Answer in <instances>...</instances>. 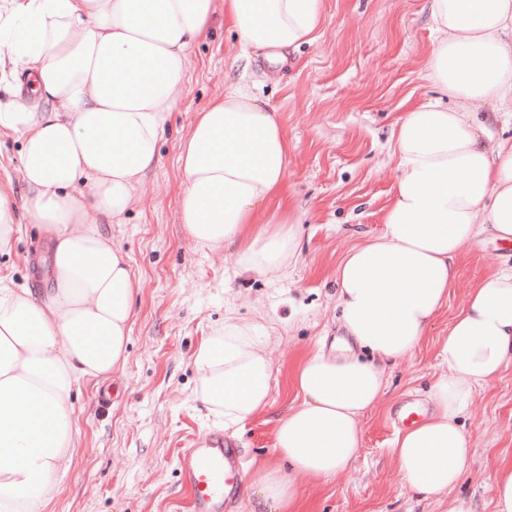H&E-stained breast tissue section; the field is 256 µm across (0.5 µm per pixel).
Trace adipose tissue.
I'll use <instances>...</instances> for the list:
<instances>
[{
	"label": "adipose tissue",
	"instance_id": "obj_1",
	"mask_svg": "<svg viewBox=\"0 0 512 512\" xmlns=\"http://www.w3.org/2000/svg\"><path fill=\"white\" fill-rule=\"evenodd\" d=\"M437 34L425 77L439 94L410 108L389 139L396 160L384 228L336 264L339 327L355 343L299 363V403L274 429V451L250 461L260 512H310L296 479L330 480L360 451V417L386 394L385 370L411 354L455 288L478 242L512 243V0H428ZM214 0H0V73L8 85L0 132L22 142V195L0 187V251L22 224L52 242L48 286L0 280V512H43L75 448L72 394L125 359L138 282L104 227L122 223L137 187L161 162L179 107L175 93ZM324 0H224V25L243 49L282 52L318 39ZM493 104L476 121L468 106ZM181 222L195 244L233 245L245 270L287 267L297 240L288 194V135L278 112L234 84L198 111L177 147ZM431 412L393 453L416 495L448 496L470 448L460 418L475 389L512 362V267L473 284L448 327ZM198 399L231 428L269 403L271 364L260 326L225 322L194 354Z\"/></svg>",
	"mask_w": 512,
	"mask_h": 512
}]
</instances>
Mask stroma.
I'll use <instances>...</instances> for the list:
<instances>
[{
	"mask_svg": "<svg viewBox=\"0 0 512 512\" xmlns=\"http://www.w3.org/2000/svg\"><path fill=\"white\" fill-rule=\"evenodd\" d=\"M326 14L322 35L282 66L260 51L242 60L220 12L193 48L161 163L123 223L107 227L139 282L126 359L108 380L85 382L75 393L76 451L46 512H189L181 453L200 436L222 432L245 459L271 454L274 425L296 401L294 367L337 339L336 263L383 228L395 179L390 128L435 94L424 71L436 34L427 0H326ZM236 82L275 108L288 132L291 204L302 220L296 260L282 275L243 272L235 247L199 248L180 220L177 143L197 112ZM48 247L37 225H23L10 251L0 252V278L46 288ZM493 266H512V247L484 240L467 253L440 317L388 370L384 401L361 417V450L351 469L326 482L299 480L313 512H447V501L414 496L401 481L391 454L400 431L393 415L407 401L426 402L448 326L468 288ZM230 318L264 326L271 393L263 412L228 429L194 398L193 357ZM105 392L112 403L104 410ZM461 421L471 455L455 494L471 512H496L491 474L512 461V363L476 389Z\"/></svg>",
	"mask_w": 512,
	"mask_h": 512,
	"instance_id": "obj_1",
	"label": "stroma"
}]
</instances>
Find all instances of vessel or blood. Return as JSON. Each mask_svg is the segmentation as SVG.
Here are the masks:
<instances>
[{
    "mask_svg": "<svg viewBox=\"0 0 512 512\" xmlns=\"http://www.w3.org/2000/svg\"><path fill=\"white\" fill-rule=\"evenodd\" d=\"M241 461L239 448L223 436L210 434L194 441L179 459L192 512H223L241 486Z\"/></svg>",
    "mask_w": 512,
    "mask_h": 512,
    "instance_id": "obj_1",
    "label": "vessel or blood"
}]
</instances>
